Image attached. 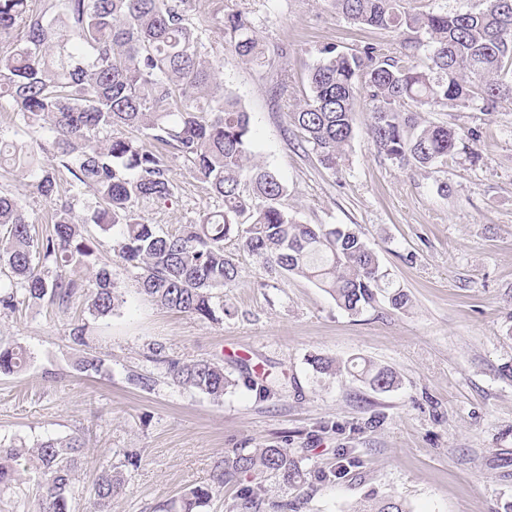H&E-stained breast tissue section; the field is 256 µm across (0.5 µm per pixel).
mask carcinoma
<instances>
[{"instance_id": "cac0c4a2", "label": "carcinoma", "mask_w": 512, "mask_h": 512, "mask_svg": "<svg viewBox=\"0 0 512 512\" xmlns=\"http://www.w3.org/2000/svg\"><path fill=\"white\" fill-rule=\"evenodd\" d=\"M346 20L405 35L404 52L374 45L360 51L323 46L308 73L309 94L290 120L298 145L336 171L347 158L358 99L372 103L370 132L378 153L400 166L435 170L458 143L480 139L444 123L422 124V112L470 108L487 114L512 101V0H479V6L446 12L415 11L400 0H326ZM193 0H0V112L18 116L31 137L0 141V165L22 170L41 196L61 197L63 184L93 190L79 217L69 200L53 210L52 234L39 238L19 199L0 191V268L21 291L0 294V306L44 300L68 307L85 294L82 268L94 254L84 225L120 229L117 256L135 271L140 291L161 305L202 319H216V299L239 269L224 242L235 235L242 248L270 270L313 282L351 315L390 288L378 255L352 227L302 224L284 201L288 185L259 163L252 150L250 115L224 87L207 42L224 39L244 62L263 66L288 47H269L243 10L224 12L210 0L214 27L196 21ZM425 52L424 64L416 62ZM136 130L140 138L121 136ZM189 165L222 208L202 215L178 234L146 224L144 203L174 197L171 160ZM59 269L46 278L39 266ZM123 302L112 273L98 271L88 309L112 314ZM151 358L167 365L174 384L221 401L234 382L224 366L207 360L169 359L160 346ZM29 359L18 343L0 344V374L21 371ZM317 369L347 373L372 390L386 392L397 377L366 361L338 364L315 359ZM101 357L84 352L77 370L97 373ZM84 442L49 437L29 447H0V495L23 483L20 462L37 474L36 512H70L75 472ZM270 473L282 487L304 481L300 462L286 448H237L224 457L214 487L195 488L165 505V512H197L213 488ZM118 468L101 471L95 495L99 512L126 486ZM262 502L246 487L234 512H257ZM356 512H411L392 498H369Z\"/></svg>"}]
</instances>
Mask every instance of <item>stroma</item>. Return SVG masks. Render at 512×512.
<instances>
[{"label": "stroma", "instance_id": "35a3bbf8", "mask_svg": "<svg viewBox=\"0 0 512 512\" xmlns=\"http://www.w3.org/2000/svg\"><path fill=\"white\" fill-rule=\"evenodd\" d=\"M224 8L248 11L261 39L288 47L269 66L242 63L226 44H214L210 56L251 115L257 160L287 182L289 212L306 224L355 227L412 307L394 310L380 296L348 315L312 282L267 271L229 240L239 276L223 288L222 319H201L141 295L116 255L115 232L91 224L97 250L83 277L111 270L125 303L102 318L83 297L66 309L47 301L0 308V341L30 353L23 372L0 375V444L82 437L71 512H95L99 474L129 450L140 465L112 512H158L210 485L234 449L270 446L288 449L306 480L284 488L262 476L260 512L283 498L297 512H353L368 495L401 500L411 512H504L512 502V104L490 115L422 113L425 123L483 133L431 173L378 154L370 106L361 103L346 163L329 171L299 148L288 118L309 92L308 70L326 44L393 51L398 37L350 23L325 0H224ZM283 71L288 87L276 99L270 89ZM171 166L175 198L142 205L140 214L176 234L219 201L182 159ZM0 189L45 231L54 203L30 178L0 176ZM83 323L104 361L97 373L76 368L70 332ZM155 343L171 359L223 363L233 387L216 402L173 384L149 357ZM317 356L374 361L399 384L379 392L319 373Z\"/></svg>", "mask_w": 512, "mask_h": 512}]
</instances>
